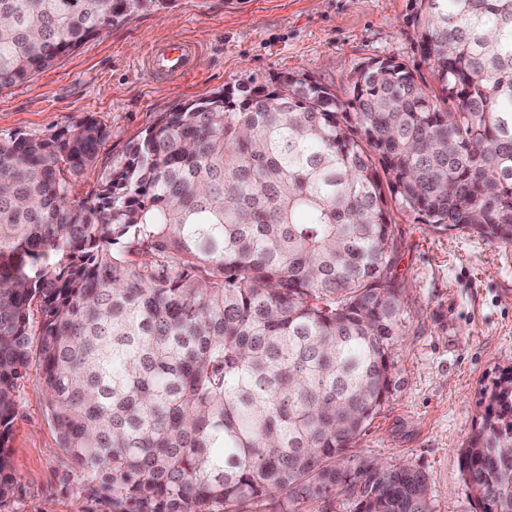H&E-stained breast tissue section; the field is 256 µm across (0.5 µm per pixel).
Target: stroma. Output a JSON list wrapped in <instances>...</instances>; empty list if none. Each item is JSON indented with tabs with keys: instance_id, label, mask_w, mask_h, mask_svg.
<instances>
[{
	"instance_id": "1",
	"label": "stroma",
	"mask_w": 512,
	"mask_h": 512,
	"mask_svg": "<svg viewBox=\"0 0 512 512\" xmlns=\"http://www.w3.org/2000/svg\"><path fill=\"white\" fill-rule=\"evenodd\" d=\"M408 0H174L146 7L57 57L32 79L0 90V136L32 139L93 117L110 131L95 173L76 181L89 197L159 113L219 90L271 88L304 73L336 94L372 58L431 73L407 24ZM180 37L200 47L194 73L155 81L146 47ZM394 275L405 322L394 353L396 388L355 454L421 470L431 512H486L465 451L480 430L485 389L512 373V243L460 231L436 233L391 210ZM9 442L15 478L0 512H108L81 476L47 415L36 374L19 382Z\"/></svg>"
}]
</instances>
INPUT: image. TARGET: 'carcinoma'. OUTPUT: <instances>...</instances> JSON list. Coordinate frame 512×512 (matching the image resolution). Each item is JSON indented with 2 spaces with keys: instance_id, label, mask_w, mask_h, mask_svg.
<instances>
[{
  "instance_id": "1",
  "label": "carcinoma",
  "mask_w": 512,
  "mask_h": 512,
  "mask_svg": "<svg viewBox=\"0 0 512 512\" xmlns=\"http://www.w3.org/2000/svg\"><path fill=\"white\" fill-rule=\"evenodd\" d=\"M169 0H0V89ZM438 90L370 59L341 99L302 73L160 113L99 181L97 120L0 137V501L17 383L114 512H430L426 476L346 455L396 387L404 289L387 201L512 243V0H409ZM43 316L32 344V312ZM467 472L512 506V376ZM349 502L346 494L336 493L326 500L304 502L299 512H352Z\"/></svg>"
}]
</instances>
